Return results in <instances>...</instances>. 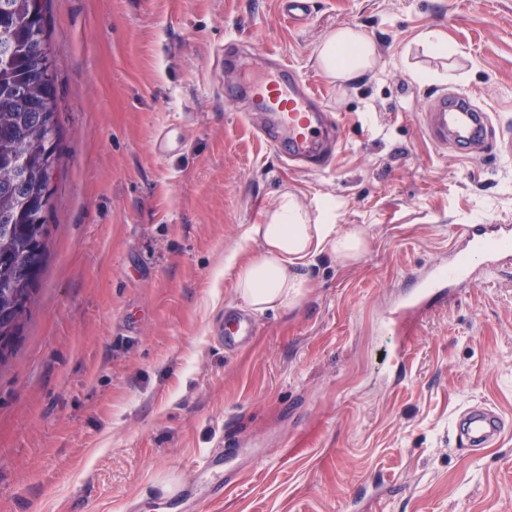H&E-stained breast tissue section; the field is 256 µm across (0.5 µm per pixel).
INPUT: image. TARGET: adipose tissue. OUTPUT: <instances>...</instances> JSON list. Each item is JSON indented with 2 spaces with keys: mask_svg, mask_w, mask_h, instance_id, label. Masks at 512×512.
Masks as SVG:
<instances>
[{
  "mask_svg": "<svg viewBox=\"0 0 512 512\" xmlns=\"http://www.w3.org/2000/svg\"><path fill=\"white\" fill-rule=\"evenodd\" d=\"M379 60L375 43L350 26L328 33L317 51L325 74L342 83L374 70ZM247 239L253 252L241 261L228 258L227 263L234 270L237 298L257 313L294 309L308 286L315 257L326 253L348 265L368 247L364 228L336 224L330 203L312 213L287 193L264 214L262 223L250 225Z\"/></svg>",
  "mask_w": 512,
  "mask_h": 512,
  "instance_id": "1",
  "label": "adipose tissue"
}]
</instances>
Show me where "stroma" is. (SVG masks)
<instances>
[{
  "label": "stroma",
  "instance_id": "35a3bbf8",
  "mask_svg": "<svg viewBox=\"0 0 512 512\" xmlns=\"http://www.w3.org/2000/svg\"><path fill=\"white\" fill-rule=\"evenodd\" d=\"M311 2L296 25L277 0H46L60 164L46 270L0 371V512H172L164 487L230 438L224 472L244 481L214 500L196 475L185 512H512V271L409 333L381 324L458 225L512 224V157L436 147L420 120L465 90L512 130V0ZM344 26L380 62L340 83L317 47ZM429 30L454 55L428 54ZM237 39L333 113L328 168L288 166L257 133L243 69L216 68ZM163 133L182 149L157 154ZM285 192L335 202L369 247L319 257L300 304L252 315L226 352L227 314L250 315L226 259ZM474 404L507 427L469 453L450 425Z\"/></svg>",
  "mask_w": 512,
  "mask_h": 512
}]
</instances>
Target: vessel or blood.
Instances as JSON below:
<instances>
[{
	"label": "vessel or blood",
	"mask_w": 512,
	"mask_h": 512,
	"mask_svg": "<svg viewBox=\"0 0 512 512\" xmlns=\"http://www.w3.org/2000/svg\"><path fill=\"white\" fill-rule=\"evenodd\" d=\"M247 95L269 116L262 137L288 162L308 168L324 167L332 154L334 124L320 97L287 64H268L246 89ZM430 139L439 145L453 144L467 155L486 145L497 154L512 155V135L495 134L491 115L475 104L466 91L434 93L424 116ZM512 268L511 224H463L448 255L414 279L408 297L388 312L386 321L398 328L409 322L432 293L452 300L472 285L477 273L502 272ZM254 331L251 319L236 317L224 330L226 347H241ZM500 415L485 405L461 411L454 434L460 449L475 451L494 443L502 432Z\"/></svg>",
	"instance_id": "1"
}]
</instances>
